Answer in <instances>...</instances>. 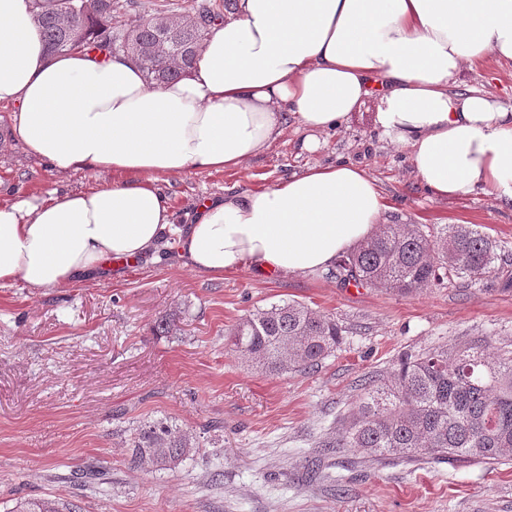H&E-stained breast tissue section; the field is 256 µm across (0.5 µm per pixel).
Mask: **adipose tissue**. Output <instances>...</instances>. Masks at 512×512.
<instances>
[{"mask_svg":"<svg viewBox=\"0 0 512 512\" xmlns=\"http://www.w3.org/2000/svg\"><path fill=\"white\" fill-rule=\"evenodd\" d=\"M490 56L512 61V0H237L190 73L151 87L123 56L49 54L29 0H0V104L26 151L60 173L132 176L0 203V283L65 288L170 241L215 278L328 270L385 221L364 167L317 164L211 196L184 224L158 180L238 168L290 124L317 151L369 103L433 197L512 208V106L463 80Z\"/></svg>","mask_w":512,"mask_h":512,"instance_id":"ef3b65f1","label":"adipose tissue"}]
</instances>
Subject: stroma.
Listing matches in <instances>:
<instances>
[{
	"label": "stroma",
	"instance_id": "1",
	"mask_svg": "<svg viewBox=\"0 0 512 512\" xmlns=\"http://www.w3.org/2000/svg\"><path fill=\"white\" fill-rule=\"evenodd\" d=\"M466 84L512 105V62L487 58ZM370 112L323 134L317 152L303 151L289 127L238 169L167 177L166 193L182 217L209 196L265 189L308 165L357 163L385 195L387 219L472 224L511 255L512 209L482 195L432 198ZM12 113L0 105V202L124 181L57 173L16 139ZM510 275L502 268L472 288L398 296L344 288L321 272L268 277L244 266L216 279L185 267L170 246L159 260L115 261L68 288L0 284V512L33 498L75 512H512V461L323 451L355 407L359 380L461 339L512 344V292L499 289ZM286 300L335 316L348 334L317 369L271 375L233 351L228 331ZM165 316L177 334L154 336ZM157 421L199 446L171 471L129 462L134 429Z\"/></svg>",
	"mask_w": 512,
	"mask_h": 512
}]
</instances>
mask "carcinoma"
Instances as JSON below:
<instances>
[{
    "label": "carcinoma",
    "instance_id": "cac0c4a2",
    "mask_svg": "<svg viewBox=\"0 0 512 512\" xmlns=\"http://www.w3.org/2000/svg\"><path fill=\"white\" fill-rule=\"evenodd\" d=\"M233 0H198L124 17L137 0H32L49 52L99 46L131 57L147 84L186 76L208 31L224 24ZM488 235L453 224L432 235L417 224L377 226L341 256L327 276L347 287L381 288L398 295L452 283L476 284L496 262L507 263ZM345 327L289 300L258 308L229 331L234 350L265 372L279 375L317 367L343 343ZM339 436L328 448H354L379 459L419 456L498 464L512 459V350L489 351V341L463 340L400 360L385 378L369 376ZM129 447L132 462L159 470L177 467L195 441L174 425L145 423ZM55 500L24 503L20 512H64Z\"/></svg>",
    "mask_w": 512,
    "mask_h": 512
}]
</instances>
